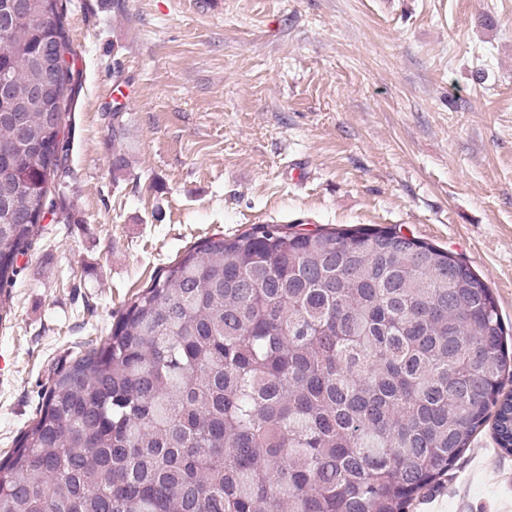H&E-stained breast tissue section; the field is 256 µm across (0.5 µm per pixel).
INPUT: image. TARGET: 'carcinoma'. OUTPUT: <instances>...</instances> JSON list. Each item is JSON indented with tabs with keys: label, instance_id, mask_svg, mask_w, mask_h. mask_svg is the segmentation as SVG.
<instances>
[{
	"label": "carcinoma",
	"instance_id": "obj_1",
	"mask_svg": "<svg viewBox=\"0 0 512 512\" xmlns=\"http://www.w3.org/2000/svg\"><path fill=\"white\" fill-rule=\"evenodd\" d=\"M51 38L74 55L63 0H0V312L68 152ZM125 134L112 113L116 178ZM506 336L471 266L395 225L207 238L52 368L0 512H408L489 416L512 454Z\"/></svg>",
	"mask_w": 512,
	"mask_h": 512
}]
</instances>
